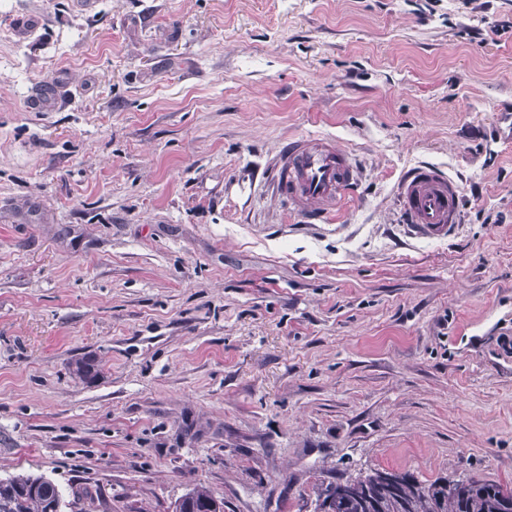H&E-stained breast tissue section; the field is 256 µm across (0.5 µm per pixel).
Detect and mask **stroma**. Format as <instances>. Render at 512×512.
<instances>
[{
    "label": "stroma",
    "mask_w": 512,
    "mask_h": 512,
    "mask_svg": "<svg viewBox=\"0 0 512 512\" xmlns=\"http://www.w3.org/2000/svg\"><path fill=\"white\" fill-rule=\"evenodd\" d=\"M508 113L512 0H0V479L63 512L512 483ZM305 135L359 164L324 224L263 172ZM421 162L451 239L404 231ZM398 197L412 238L447 240L462 218V187L439 167L421 164L398 184ZM0 481L6 482L4 488L0 485V512H48L51 504L60 512L62 492L48 478L17 474ZM174 512H224V503L203 486H195L175 502Z\"/></svg>",
    "instance_id": "1"
}]
</instances>
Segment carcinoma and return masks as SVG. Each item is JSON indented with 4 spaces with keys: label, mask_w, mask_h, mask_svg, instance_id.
Masks as SVG:
<instances>
[{
    "label": "carcinoma",
    "mask_w": 512,
    "mask_h": 512,
    "mask_svg": "<svg viewBox=\"0 0 512 512\" xmlns=\"http://www.w3.org/2000/svg\"><path fill=\"white\" fill-rule=\"evenodd\" d=\"M332 485L318 487L316 512L333 507ZM62 492L44 476L17 474L0 486V512H48L61 507ZM174 512H224V503L195 486L175 502ZM347 512H512V487L474 476L438 477L378 471L354 485Z\"/></svg>",
    "instance_id": "carcinoma-1"
}]
</instances>
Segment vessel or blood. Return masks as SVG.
<instances>
[{
    "label": "vessel or blood",
    "instance_id": "obj_1",
    "mask_svg": "<svg viewBox=\"0 0 512 512\" xmlns=\"http://www.w3.org/2000/svg\"><path fill=\"white\" fill-rule=\"evenodd\" d=\"M273 186L278 195L310 219L325 220L358 183V165L333 140L295 137L276 158ZM398 197L412 238L445 240L462 218V187L439 167L421 164L398 184Z\"/></svg>",
    "mask_w": 512,
    "mask_h": 512
}]
</instances>
